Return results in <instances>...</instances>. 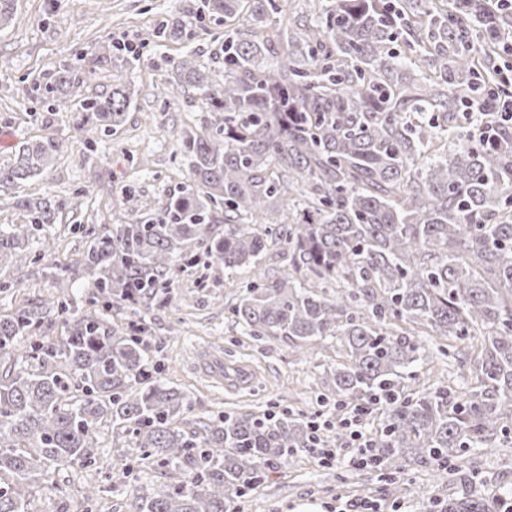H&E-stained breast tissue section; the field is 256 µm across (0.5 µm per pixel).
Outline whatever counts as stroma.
Instances as JSON below:
<instances>
[{
    "mask_svg": "<svg viewBox=\"0 0 512 512\" xmlns=\"http://www.w3.org/2000/svg\"><path fill=\"white\" fill-rule=\"evenodd\" d=\"M11 23L0 29V165L13 156L21 141L53 136L66 150L54 166L29 181L31 196L53 199L60 208V222L46 235L59 257L78 259L87 242V225L99 232L117 224H141L148 212L165 206L189 181V169L180 151L182 130H200L213 118L191 88H174L172 63L186 49L215 83L224 81L221 50L224 21L209 16L205 0H18ZM182 31L172 40L157 37L164 24ZM125 42L138 60L128 65L119 59L99 62L90 49L100 38ZM78 70L82 81L71 90L73 103L103 95L113 84L133 90V103L122 124L93 134V150H85L75 129L72 112L55 111L49 86L63 66ZM23 289L18 296L0 294V311L50 298L56 291L41 273L40 263L19 257L11 267ZM222 265L212 264L179 272L170 284V300L133 317L128 304H112V321L127 325L138 320L146 335L155 337L148 355L160 378L188 392L194 408L188 413L191 428H200L221 414L243 411H281L317 414L319 422L336 419V397L322 377L328 367L344 357L334 338L315 341L307 359L296 357L287 339L250 336L232 320L228 308L234 301L226 288ZM428 360L408 390L420 393L434 386L465 388L467 372L453 359L440 356L433 337H425ZM249 377L238 382L239 370ZM354 449L339 450L336 460L321 463L311 453H300L292 469L270 472L266 481L251 490L241 512H302L303 505L316 512H345L350 505L374 495L376 482L366 481L351 463ZM475 474L473 483L449 476L444 496L478 492L493 496L512 488V438L497 437L491 444L468 451ZM410 485L398 505L380 501L379 512H426L425 492L435 478L429 465L415 462L405 468ZM101 485L100 496L89 512H127L132 496L150 497L170 481L166 469H145L133 488L109 487L105 475L94 468L66 465L52 470L49 482L62 494L36 492L30 512H63L66 496L75 495L82 482Z\"/></svg>",
    "mask_w": 512,
    "mask_h": 512,
    "instance_id": "obj_1",
    "label": "stroma"
}]
</instances>
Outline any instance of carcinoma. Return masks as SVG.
<instances>
[{"label":"carcinoma","instance_id":"obj_1","mask_svg":"<svg viewBox=\"0 0 512 512\" xmlns=\"http://www.w3.org/2000/svg\"><path fill=\"white\" fill-rule=\"evenodd\" d=\"M291 3L206 0L228 26L224 84L194 52L173 65L174 84L216 113L209 128L179 136L190 183L146 224L89 227L72 264L44 242L38 260L56 299L0 314V512H29L54 467L100 465L104 428L137 466L175 479L133 497L130 512H234L270 469L313 447L302 412L183 428L192 397L152 375L148 337L106 317L114 300L149 308L175 265L257 271L229 313L254 337H288L301 359L340 337L346 360L323 384L341 408L383 409L367 462L389 482L392 466L412 460L440 474L449 457L512 433V126L493 106L512 96L500 77L512 11L489 0H322L315 15L293 17ZM79 81L69 66L58 71L56 109H70ZM131 103L114 84L81 105L76 128L118 126ZM62 148L49 136L22 141L0 166V187L41 175ZM14 207L30 223L0 228V293L18 289L15 257L59 221L47 197L19 196ZM276 243L286 269L264 272ZM77 266L96 288L94 309L81 313ZM433 333L453 342L475 386L406 396ZM511 496L451 497L439 512H497Z\"/></svg>","mask_w":512,"mask_h":512}]
</instances>
